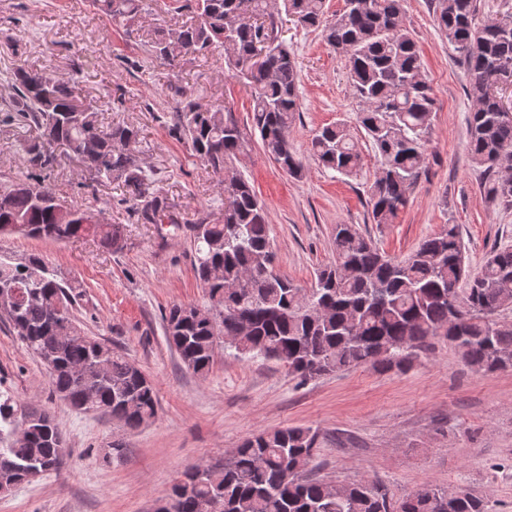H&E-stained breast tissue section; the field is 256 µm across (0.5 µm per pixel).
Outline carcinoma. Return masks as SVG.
<instances>
[{
    "label": "carcinoma",
    "instance_id": "obj_1",
    "mask_svg": "<svg viewBox=\"0 0 512 512\" xmlns=\"http://www.w3.org/2000/svg\"><path fill=\"white\" fill-rule=\"evenodd\" d=\"M143 0H92L113 19L141 21ZM405 0H344L326 17V0H182L176 11L197 15L193 23L161 31L152 53L176 68L187 56H206L232 43L229 69L249 80L250 132L279 168L300 178L302 159L289 136L298 109L299 71L280 39L279 14L296 26L321 30L344 55L359 123L378 156L370 186L372 220L393 224L416 185L424 162L434 90L424 75L416 42L404 23ZM435 20L460 55L469 77L467 151L487 176V197L512 206V113L504 111L501 83L512 79V19L478 20L480 0H435ZM12 115L38 131L25 149L27 167L53 168L56 149L84 164L97 180L132 191L122 198L139 224L181 230L161 189L146 175L130 145L138 130L125 123L104 126L98 108L75 94L56 73L19 66L9 74ZM175 129L193 155L214 173L235 168L249 140L229 110L191 98L180 101ZM311 157L323 168L354 173L361 155L347 125L333 123L311 140ZM0 183V234L21 225L24 235L55 242L91 237L118 248L122 225L82 222L85 212L64 209L45 177ZM268 211L241 175L224 183V216L202 217L189 236L194 272L207 288L214 320L186 315L195 305L174 304L164 313L168 343L187 369L205 376L219 347L247 358L273 360L298 383L351 367L370 365L404 371L431 341L443 337L471 369L512 367V248L493 251L472 274L456 225L431 235L403 259L381 252L353 224L334 230V260L316 273L309 292L276 270ZM22 302L7 321L44 365L52 392L70 408L93 411L136 429L155 418V385L125 353L88 335L75 316L77 287L49 272L35 254L11 264L0 261V295ZM320 433L311 427L260 432L216 464H197L171 489L176 512H487L467 488L452 492L424 486L396 496L384 484L346 485L306 475ZM65 441L56 417L32 403L0 394V487L15 489L31 471L58 472Z\"/></svg>",
    "mask_w": 512,
    "mask_h": 512
}]
</instances>
